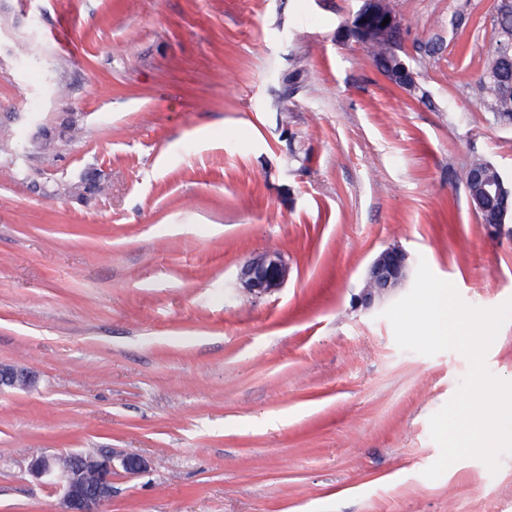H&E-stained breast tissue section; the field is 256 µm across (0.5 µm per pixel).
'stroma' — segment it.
Listing matches in <instances>:
<instances>
[{
	"label": "stroma",
	"mask_w": 512,
	"mask_h": 512,
	"mask_svg": "<svg viewBox=\"0 0 512 512\" xmlns=\"http://www.w3.org/2000/svg\"><path fill=\"white\" fill-rule=\"evenodd\" d=\"M502 2L390 0L410 94L344 35L363 0H10L0 363L39 380L0 392V512H60L37 448L146 458L107 512H512V454L423 475L467 358L357 304L390 246L469 305L512 298L463 180H512L479 84ZM66 112L79 133L31 148ZM90 167L108 194L39 190ZM267 249L291 273L256 298L236 274Z\"/></svg>",
	"instance_id": "stroma-1"
}]
</instances>
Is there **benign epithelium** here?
Listing matches in <instances>:
<instances>
[{
	"label": "benign epithelium",
	"instance_id": "1",
	"mask_svg": "<svg viewBox=\"0 0 512 512\" xmlns=\"http://www.w3.org/2000/svg\"><path fill=\"white\" fill-rule=\"evenodd\" d=\"M373 12V0H364L363 6L345 24V28L359 44H365L367 37L364 22ZM393 81L401 89L414 93L418 85L414 72L403 62L392 72ZM75 130L74 119L58 126L40 127L33 141L46 143L66 140ZM106 181L100 171L85 170L78 180L70 183L72 196L86 199L102 194ZM291 267L285 256L276 250H267L244 262L237 275V281L246 292L255 295H270L287 283ZM410 276V264L407 253L396 246L379 252L368 265L360 303L369 309L384 299L394 295L406 286ZM37 385V375L21 366L0 364V391L6 389H33ZM72 467L60 471L57 469L60 454H39L31 457L28 473L37 480L52 484L61 493L60 512H105V506L112 500V476L118 470L127 474H140L149 468V462L142 456L131 453H118L101 448L94 459L96 468L95 483L87 485L83 475L80 453H71Z\"/></svg>",
	"mask_w": 512,
	"mask_h": 512
}]
</instances>
